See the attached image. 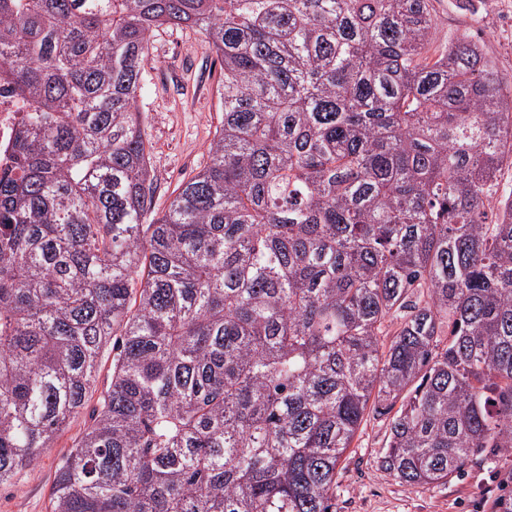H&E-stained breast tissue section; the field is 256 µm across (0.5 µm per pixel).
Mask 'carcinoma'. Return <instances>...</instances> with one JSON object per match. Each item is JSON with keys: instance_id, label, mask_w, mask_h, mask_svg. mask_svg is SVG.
<instances>
[{"instance_id": "obj_1", "label": "carcinoma", "mask_w": 512, "mask_h": 512, "mask_svg": "<svg viewBox=\"0 0 512 512\" xmlns=\"http://www.w3.org/2000/svg\"><path fill=\"white\" fill-rule=\"evenodd\" d=\"M431 0H0V486L112 380L50 512H333L367 410L424 486L512 452V88ZM224 66L154 206L155 33ZM28 108L5 76L0 77V169L13 164L12 145L16 130L26 117Z\"/></svg>"}]
</instances>
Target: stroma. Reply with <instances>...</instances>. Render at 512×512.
Wrapping results in <instances>:
<instances>
[{
    "mask_svg": "<svg viewBox=\"0 0 512 512\" xmlns=\"http://www.w3.org/2000/svg\"><path fill=\"white\" fill-rule=\"evenodd\" d=\"M435 0L434 45L466 35L492 56L505 83H512V0ZM221 61L188 27L156 32L138 98L143 127L153 145L151 174L157 209H166L179 183L207 161L219 121ZM90 423L88 412L72 419L32 467L0 486V512H49L56 473ZM388 437L385 418L371 416L356 433L336 476V512H496V501L512 496V453L483 452L448 482L411 486L381 465Z\"/></svg>",
    "mask_w": 512,
    "mask_h": 512,
    "instance_id": "1",
    "label": "stroma"
}]
</instances>
